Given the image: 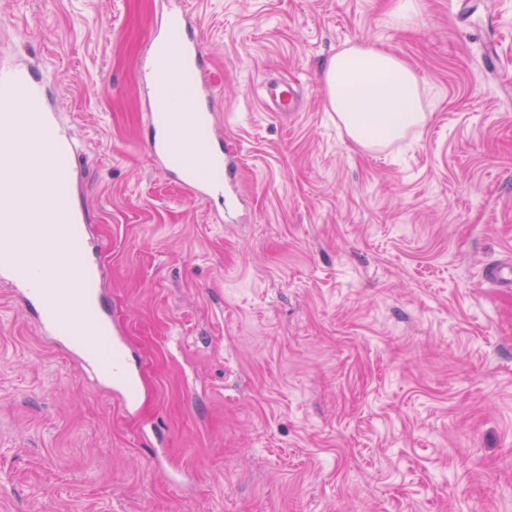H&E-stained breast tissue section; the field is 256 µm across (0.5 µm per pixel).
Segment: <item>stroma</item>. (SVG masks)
Wrapping results in <instances>:
<instances>
[{"mask_svg":"<svg viewBox=\"0 0 512 512\" xmlns=\"http://www.w3.org/2000/svg\"><path fill=\"white\" fill-rule=\"evenodd\" d=\"M241 198L213 223L147 151L161 0H0L52 75L75 201L144 365L126 411L0 286V512H512V0H186ZM350 42L418 73L378 150L326 109ZM293 84L292 111L267 86ZM263 104L270 112H288L293 105L292 86L288 82L275 84Z\"/></svg>","mask_w":512,"mask_h":512,"instance_id":"1","label":"stroma"}]
</instances>
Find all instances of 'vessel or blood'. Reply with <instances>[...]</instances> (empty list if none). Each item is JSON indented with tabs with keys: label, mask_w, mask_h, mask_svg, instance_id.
<instances>
[{
	"label": "vessel or blood",
	"mask_w": 512,
	"mask_h": 512,
	"mask_svg": "<svg viewBox=\"0 0 512 512\" xmlns=\"http://www.w3.org/2000/svg\"><path fill=\"white\" fill-rule=\"evenodd\" d=\"M189 30L187 10H170L139 72L151 99L150 151L164 173L206 200L223 197L238 175V162L224 151L210 108L214 88L204 52ZM46 83L30 68L0 64V282L35 313L43 335L75 353L98 380L111 383L128 408L141 394L137 370L101 292L104 251L87 244L86 216L73 202L71 169L63 164L73 154L72 137L47 107ZM264 104L272 112L290 110L291 85L275 84ZM20 129L32 144L26 165L6 148ZM40 180L52 197L51 212H18V187ZM20 223L28 226L21 240L14 236Z\"/></svg>",
	"instance_id": "1"
}]
</instances>
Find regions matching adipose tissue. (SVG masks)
<instances>
[{"mask_svg":"<svg viewBox=\"0 0 512 512\" xmlns=\"http://www.w3.org/2000/svg\"><path fill=\"white\" fill-rule=\"evenodd\" d=\"M324 84L328 110L362 148L387 146L428 119L416 72L374 44L358 42L337 52Z\"/></svg>","mask_w":512,"mask_h":512,"instance_id":"obj_1","label":"adipose tissue"}]
</instances>
